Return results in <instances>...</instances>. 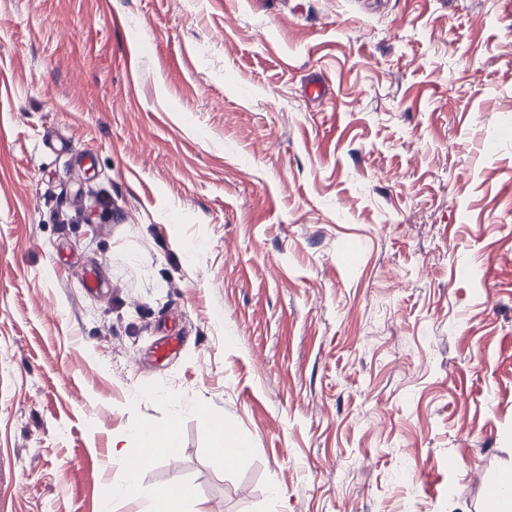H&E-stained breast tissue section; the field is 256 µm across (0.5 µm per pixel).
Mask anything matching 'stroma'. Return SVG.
I'll use <instances>...</instances> for the list:
<instances>
[{
	"label": "stroma",
	"instance_id": "1",
	"mask_svg": "<svg viewBox=\"0 0 512 512\" xmlns=\"http://www.w3.org/2000/svg\"><path fill=\"white\" fill-rule=\"evenodd\" d=\"M174 420L112 512L180 482L209 512H483L512 0H0V512H100ZM225 429L231 434V437L236 442V453L233 450V444H231L230 442L224 443V441H222L221 443V441H219L218 443H213V448L218 455H220L221 457L224 456V464L226 465V467H229L233 466L235 462H239L242 460L243 455L246 452V444L239 438L237 434H233L228 427L225 426ZM215 448L219 449L220 451ZM221 451H223V453ZM157 428H140L133 434L137 443V448L132 453L122 451L116 457L117 463L123 470L124 479L120 483H112L105 489L102 497V512H111V505L114 501L122 498H128L135 494L138 488L139 475L143 468L151 461L144 457V448H148L150 453L160 451L162 456L168 458L177 457L179 446V435L173 437V444L167 447L169 440L165 432L154 431Z\"/></svg>",
	"mask_w": 512,
	"mask_h": 512
}]
</instances>
